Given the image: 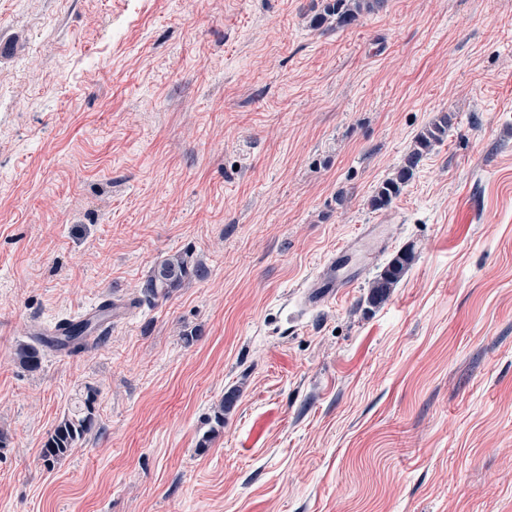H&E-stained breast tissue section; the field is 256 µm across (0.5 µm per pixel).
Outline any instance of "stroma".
I'll return each mask as SVG.
<instances>
[{
    "label": "stroma",
    "instance_id": "35a3bbf8",
    "mask_svg": "<svg viewBox=\"0 0 512 512\" xmlns=\"http://www.w3.org/2000/svg\"><path fill=\"white\" fill-rule=\"evenodd\" d=\"M312 3L0 0V512H512V0ZM369 224L382 256L306 304ZM185 251L207 277L145 300ZM108 296L104 340L20 365ZM88 386L98 429L46 467ZM385 0H319L320 9L310 20L315 29L345 28L354 24L363 13L381 8ZM451 123L452 116L448 113L442 114L419 134L413 150L405 157L403 164L375 190L369 201L372 209H386L393 203L412 178L421 156L444 139ZM374 232L375 224H369L356 238L336 249V253L322 265L316 276L306 286L305 298L310 304L336 299L355 286L356 279L354 277L340 272L342 270L341 259L351 252L359 241L372 237ZM412 261V254L402 251L396 254L387 264L383 272L370 284L369 301L372 304L382 303L391 294L407 272Z\"/></svg>",
    "mask_w": 512,
    "mask_h": 512
}]
</instances>
